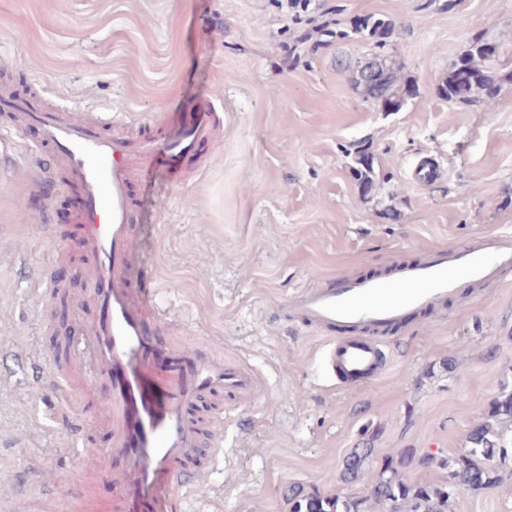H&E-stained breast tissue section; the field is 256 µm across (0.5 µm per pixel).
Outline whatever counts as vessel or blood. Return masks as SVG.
<instances>
[{
  "instance_id": "vessel-or-blood-1",
  "label": "vessel or blood",
  "mask_w": 512,
  "mask_h": 512,
  "mask_svg": "<svg viewBox=\"0 0 512 512\" xmlns=\"http://www.w3.org/2000/svg\"><path fill=\"white\" fill-rule=\"evenodd\" d=\"M0 109L22 113L37 137L29 150L51 148L83 192L77 216L86 249L90 297L97 317L71 356L87 386L109 383L110 445L96 447L92 432L78 443L85 474L106 482L108 497L78 490L74 512H188L190 494L204 491L212 448L224 440V413L256 407L267 384L247 360L226 358L204 344L159 347L153 327L173 324L159 287L134 280L143 267L134 187L149 182L174 191L186 160L204 157L223 123L212 98L197 112L170 123L159 114L148 132L113 128L103 135L94 120L69 109L43 112L30 100L0 95ZM512 270V234L476 236L458 252H433L417 264L399 265L340 286L301 289L281 307L285 319L324 331V370L338 388L378 377L386 364L383 334L414 313L442 311L460 283L501 284Z\"/></svg>"
}]
</instances>
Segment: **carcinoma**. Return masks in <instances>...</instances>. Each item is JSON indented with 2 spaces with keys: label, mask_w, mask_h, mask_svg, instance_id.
<instances>
[{
  "label": "carcinoma",
  "mask_w": 512,
  "mask_h": 512,
  "mask_svg": "<svg viewBox=\"0 0 512 512\" xmlns=\"http://www.w3.org/2000/svg\"><path fill=\"white\" fill-rule=\"evenodd\" d=\"M393 31L392 23L369 17L353 20L348 29L336 31V36L349 38L367 36L373 47L383 49ZM487 43L473 42L448 70L438 88V94L449 101L476 106L494 98L499 78L487 66ZM366 100L384 108L399 109L407 90L400 88L396 71L377 60L362 65L356 78ZM354 169L362 184L372 186L369 156L355 152ZM512 433V389H502L490 402L484 420L478 422L466 437L463 453L452 459L437 460L416 448H405L380 457L377 472L365 497L339 493L307 492L300 486L288 489L289 512H450V502L456 491H479L502 481V475L492 461L505 455L507 434ZM365 447L356 448L343 462L341 480L352 484L369 470L375 448L368 439ZM440 465L448 468V479L441 483L414 482L402 476L409 470H425Z\"/></svg>",
  "instance_id": "obj_1"
}]
</instances>
